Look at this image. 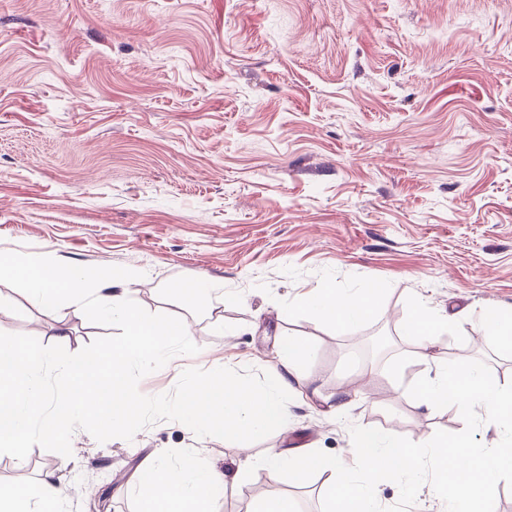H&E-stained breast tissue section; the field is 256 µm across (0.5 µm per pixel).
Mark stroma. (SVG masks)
Instances as JSON below:
<instances>
[{
	"instance_id": "obj_1",
	"label": "stroma",
	"mask_w": 512,
	"mask_h": 512,
	"mask_svg": "<svg viewBox=\"0 0 512 512\" xmlns=\"http://www.w3.org/2000/svg\"><path fill=\"white\" fill-rule=\"evenodd\" d=\"M0 250L138 271L129 299L200 348L143 377L146 396L189 368L270 371L280 337L302 338L288 426L252 459L350 462L354 425L462 431L407 387L457 360L512 381L475 327L512 306V0H0ZM327 280L380 287L375 314L316 317L305 298ZM189 281L224 303L199 311ZM416 300L453 323L426 361L403 329ZM0 332L75 353L116 329L0 283ZM71 445L66 467L38 446L0 457V481L61 479L67 512H141L134 479L164 450L228 475L218 512L273 496L322 512V476H246L238 443L179 422Z\"/></svg>"
}]
</instances>
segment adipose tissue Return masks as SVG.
Wrapping results in <instances>:
<instances>
[{
    "label": "adipose tissue",
    "instance_id": "obj_1",
    "mask_svg": "<svg viewBox=\"0 0 512 512\" xmlns=\"http://www.w3.org/2000/svg\"><path fill=\"white\" fill-rule=\"evenodd\" d=\"M312 294L316 298L315 314L341 327L369 318L380 291L370 288L360 293L348 292L326 281L315 286ZM448 327L446 317L416 302L411 306L405 331L416 337L420 348L426 351ZM305 354L300 341L282 337L276 350V366L261 389L243 387L226 373L214 372L200 380L173 410L211 434L230 431L242 438L281 425L287 413L283 394L292 389ZM226 483L225 474L201 460L191 458L173 466L161 454L147 462L137 481L138 486L149 491L144 512H214L217 493ZM66 501V488L59 481L0 482V512H66Z\"/></svg>",
    "mask_w": 512,
    "mask_h": 512
}]
</instances>
